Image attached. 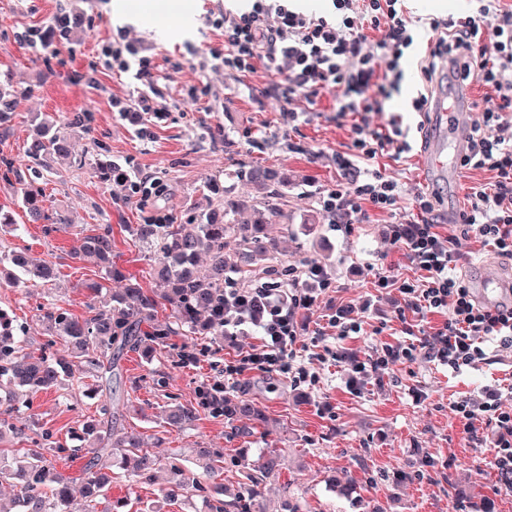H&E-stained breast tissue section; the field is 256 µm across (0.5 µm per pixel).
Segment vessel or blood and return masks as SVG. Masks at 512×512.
Segmentation results:
<instances>
[{"mask_svg":"<svg viewBox=\"0 0 512 512\" xmlns=\"http://www.w3.org/2000/svg\"><path fill=\"white\" fill-rule=\"evenodd\" d=\"M471 128L470 101L467 95L448 99L446 88H436L433 98V135L430 146L422 154L424 168L431 174L432 184L455 181L456 175L450 165L468 153ZM480 300L494 305L512 296V279L503 276L497 269L480 267L475 280Z\"/></svg>","mask_w":512,"mask_h":512,"instance_id":"obj_1","label":"vessel or blood"}]
</instances>
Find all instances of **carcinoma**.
<instances>
[{"mask_svg":"<svg viewBox=\"0 0 512 512\" xmlns=\"http://www.w3.org/2000/svg\"><path fill=\"white\" fill-rule=\"evenodd\" d=\"M17 103V92L11 86L0 84V122L9 118ZM70 154L68 137L60 132L49 133L45 126L38 127L27 148L30 167L35 169L51 157ZM248 175L267 188L261 202L259 215L279 211L281 197L280 179L276 171L253 166ZM17 193L23 207L36 220L46 222L47 234L68 225L65 216L45 207L41 189L25 175L16 174ZM264 220L252 224H232L216 221L207 216L198 224H177L175 221L159 222L152 218L143 224L130 227L132 236L142 243L152 255V274L161 290H149L135 276H126L110 266L112 261V225L99 224L92 233L82 237L79 256L96 258L107 263L105 275L111 279L125 280L119 292L102 284L91 287L86 315L74 316L55 302L40 306L41 317L47 323L50 339L47 346L61 345V352L48 357L25 352L22 328L16 324L12 310L0 307V441L9 437L21 438L28 428V419L16 407L17 391L33 396L39 392L57 389L81 379L104 364H112L114 355L125 349H152L167 343L171 336L182 332L190 336L224 335V272L228 264L226 253L228 238H234L233 257L241 271L251 270L257 257H270L275 262L269 273L280 274L279 257L275 241L264 235ZM19 272L44 283L53 278L51 264L31 265L24 262L15 266ZM172 307L173 321L156 324L152 330H142V324L163 304ZM207 411L216 416L258 420L259 408L248 402L228 401L212 403L207 394L201 393L197 405L172 403L167 413V424L180 428L193 422L199 413ZM85 437L108 443L98 449L107 455L104 461L93 456L85 463L84 495L85 512H97V505L107 498L110 480L104 470L113 465L130 468L131 475L140 479L152 476L159 460L144 448L134 434L104 437L94 424L84 428ZM52 437L45 430L30 438L31 447L17 449L14 461L0 459V485L8 484L15 490L14 512H67L70 497L68 477L57 470L44 452V442ZM199 455L209 461V472L217 473L224 464V450L200 448ZM179 477L178 486L191 487L206 493L209 487L197 478L185 476L183 468L170 465ZM249 473L248 501L262 494L267 479L275 472V461H264L247 466Z\"/></svg>","mask_w":512,"mask_h":512,"instance_id":"1","label":"carcinoma"}]
</instances>
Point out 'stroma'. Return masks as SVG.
I'll return each mask as SVG.
<instances>
[{"label":"stroma","instance_id":"stroma-1","mask_svg":"<svg viewBox=\"0 0 512 512\" xmlns=\"http://www.w3.org/2000/svg\"><path fill=\"white\" fill-rule=\"evenodd\" d=\"M121 0H0V83L15 87L20 103L11 120L0 124V159L27 166L26 150L34 128L42 122L62 130L66 117L90 113L93 131L74 136L68 158H52L40 169L38 184L50 209L65 213L69 229L45 234L43 225L29 222L13 176L0 172V210L12 214L16 231L0 234V253L22 249L34 261L53 262L56 277L41 285L24 280L0 286V306L12 309L25 334L27 351L36 353L48 338L38 308L54 299L75 316H83L91 283L101 282L100 265L76 258L78 232L98 224L112 227V264L153 288L148 253L132 239L128 225L151 214H170L178 223H194L204 213L223 214L232 200L236 223L251 220L265 196L263 186L248 177L250 167L268 166L282 179V214L268 226L280 242L279 256L297 269L317 263L331 278L328 288L313 287L315 301L301 311L297 352L303 358L336 347V331L327 323L338 307L364 315L363 336L345 340L359 356L384 341L401 338L398 312L403 305L394 289L375 288L377 273L406 280L415 270L390 243L392 219L415 217L414 195L423 187L421 166L422 114L400 104L393 91L382 114L367 116L370 126L401 116L411 152L401 158L384 154L377 162L387 176L404 184L395 215L380 214L370 223L333 228L316 203L318 191L336 183L333 151L351 141L355 116L336 115L337 91L323 90L315 104L297 99L295 107L307 118L289 127L281 114V99L265 92L272 76L265 68L242 76L225 73L217 55L224 52L220 26L227 0H189L194 19L184 26L174 13L153 12L130 21L120 11ZM418 23L415 43L400 62L408 79L406 94L422 87L420 60L434 34L432 18L462 17L475 10L474 0H407ZM81 16L83 25L60 37L59 19ZM132 41L149 57L148 74H140L137 58L128 72L112 70V48ZM95 84H88V77ZM198 98H187L189 90ZM154 92L166 107L162 118L137 123L134 115L112 108L113 100L129 99L138 91ZM105 156L134 176L153 173L165 191L146 203L124 200V189L100 182L93 173L98 156ZM288 235H281V226ZM249 336L235 341L220 336L205 341L170 337L151 356L124 352L114 369H98L84 385L37 394L32 415L52 430L66 447L84 445L82 429L98 423L101 403L111 405L117 427L143 436L162 464L155 479L140 483L114 471L108 501L123 500L127 512H209L206 494L187 490L168 497L171 475L166 463L173 454L194 459L199 448L224 451V471L201 476L202 484H221L223 499L246 498L244 465L275 453L278 466L251 512H512V490L489 468V449L472 441L453 417L449 404L459 397L479 399L491 378L502 376L499 364L460 373L424 361L399 363L372 374L351 390L346 365H318L319 381L295 386L288 376L252 372L228 383V397L247 399L266 415L250 434L231 437L233 420L201 413L182 428L165 422L170 400L197 404L198 389L221 378L226 361L249 350ZM206 346L198 366L184 365L183 348ZM331 404L332 415L321 414ZM352 480L351 497L336 490Z\"/></svg>","mask_w":512,"mask_h":512}]
</instances>
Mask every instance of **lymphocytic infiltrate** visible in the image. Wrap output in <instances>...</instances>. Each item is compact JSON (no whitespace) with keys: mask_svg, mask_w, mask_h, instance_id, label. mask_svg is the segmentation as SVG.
<instances>
[{"mask_svg":"<svg viewBox=\"0 0 512 512\" xmlns=\"http://www.w3.org/2000/svg\"><path fill=\"white\" fill-rule=\"evenodd\" d=\"M333 18L307 15L291 9L288 0H253L249 11L224 14L225 70L250 73L256 61L279 80L270 87L287 101L283 116L288 123L302 115L290 108L295 97L315 100L332 87L340 97V115L383 111L390 95L389 74L397 72L404 48L413 43L414 20L401 0H331ZM436 37L428 46L420 72L427 90L412 107L432 109V91L442 79L473 80L495 93L483 110L482 124L472 126L469 155L460 159L464 168L491 171L493 180L471 185L470 205L463 212L462 231L494 247L499 256L512 259V139L491 135L503 115L512 112V7L501 0H487L477 14L459 20L434 18L429 22ZM410 143L401 117L386 127L369 128L359 122L346 149L332 160L338 180L319 191L316 198L333 226L367 224L377 214H394L403 187L374 168L378 155L409 152ZM439 194L421 192L415 198L417 217L391 225V241L416 270L414 280L393 282L380 275L376 287L397 288L403 308L404 337L381 343L369 360L362 361L347 349L333 352V361L351 366L350 385H358L370 372L424 359L458 371L488 363L489 348L512 351V303L488 306L474 296L456 268L460 257L439 229L435 211ZM328 286L327 272L305 265L292 283H264L254 288L224 289V334L256 336L258 343L226 363L224 373L242 377L253 370L280 371L291 375L294 385L315 384L317 375L295 365L294 343L298 336L296 315L314 303L304 280ZM441 320L422 327L426 315ZM512 385L488 386L482 402L461 398L450 408L471 439H491L490 464L505 487H512V408L503 400ZM484 420L477 428L476 420Z\"/></svg>","mask_w":512,"mask_h":512,"instance_id":"obj_1","label":"lymphocytic infiltrate"}]
</instances>
